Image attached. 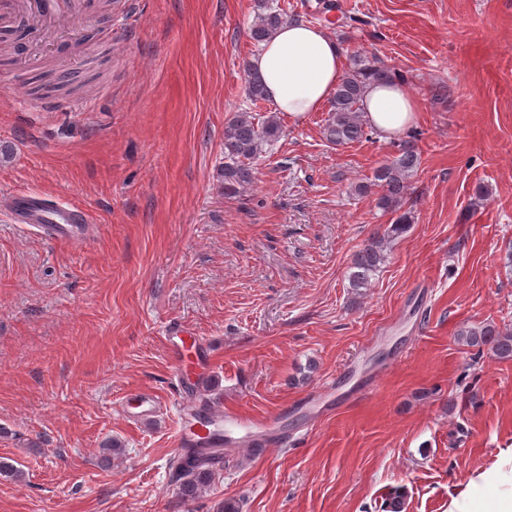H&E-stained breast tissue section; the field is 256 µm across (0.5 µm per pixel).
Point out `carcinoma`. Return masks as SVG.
<instances>
[{
  "label": "carcinoma",
  "instance_id": "1",
  "mask_svg": "<svg viewBox=\"0 0 512 512\" xmlns=\"http://www.w3.org/2000/svg\"><path fill=\"white\" fill-rule=\"evenodd\" d=\"M288 20V10L277 8L258 16L250 31V38L257 44ZM246 88L253 102L266 100L261 79L245 65ZM46 81L34 88L55 91L63 95H72L79 90L75 76L63 74L52 77V71L42 72ZM400 74L393 72L378 59H369L356 54L348 71L337 85L330 102L328 119L324 126V135L334 145L348 144L366 135L361 103L368 84L378 81L396 80ZM283 130L276 113L263 120L256 121L250 112H238L224 126V195L238 192L239 187L248 183L253 174L252 163L262 152L263 147L278 141ZM421 154L413 141L405 142L398 156L379 166L373 177L366 183L355 185L354 191L366 194L371 187L381 188L378 208L395 213L404 203L408 179L420 165ZM409 223L408 213L396 217L381 235L368 241L354 256L349 266V287L358 290L370 284L372 276L385 263L387 244L390 239L401 234ZM461 341L469 346L487 347L488 351L499 359H512V330L500 329L492 324L464 330L459 333ZM220 434L212 431L194 445L183 449L171 460L172 478L177 484L179 494L186 500L196 499L213 481L216 473L223 467L224 455L215 451L219 445ZM406 492L402 488L393 490L385 508L387 512H404Z\"/></svg>",
  "mask_w": 512,
  "mask_h": 512
}]
</instances>
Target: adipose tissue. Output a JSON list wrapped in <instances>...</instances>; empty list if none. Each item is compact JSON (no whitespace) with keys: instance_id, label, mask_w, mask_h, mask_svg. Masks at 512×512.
I'll list each match as a JSON object with an SVG mask.
<instances>
[{"instance_id":"1","label":"adipose tissue","mask_w":512,"mask_h":512,"mask_svg":"<svg viewBox=\"0 0 512 512\" xmlns=\"http://www.w3.org/2000/svg\"><path fill=\"white\" fill-rule=\"evenodd\" d=\"M251 66L265 86L275 112L302 119L320 111L344 75L343 50L321 26L290 22L262 43ZM363 119L379 139L395 138L419 117V107L403 84L368 85Z\"/></svg>"}]
</instances>
